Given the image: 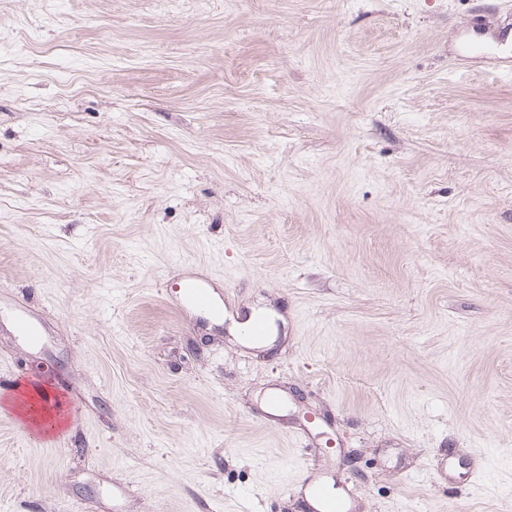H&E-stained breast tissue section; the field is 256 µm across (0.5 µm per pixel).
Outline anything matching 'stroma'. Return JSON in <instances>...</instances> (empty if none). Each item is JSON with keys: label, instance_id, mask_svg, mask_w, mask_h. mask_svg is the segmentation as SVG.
Listing matches in <instances>:
<instances>
[{"label": "stroma", "instance_id": "stroma-1", "mask_svg": "<svg viewBox=\"0 0 512 512\" xmlns=\"http://www.w3.org/2000/svg\"><path fill=\"white\" fill-rule=\"evenodd\" d=\"M0 381V512H512V0H0ZM210 279L198 274L182 280V296L194 307L201 311L218 312L214 299L213 289L210 288ZM308 493L304 495L301 510L307 512H342L345 505L330 496L321 485L310 484L307 487Z\"/></svg>", "mask_w": 512, "mask_h": 512}]
</instances>
